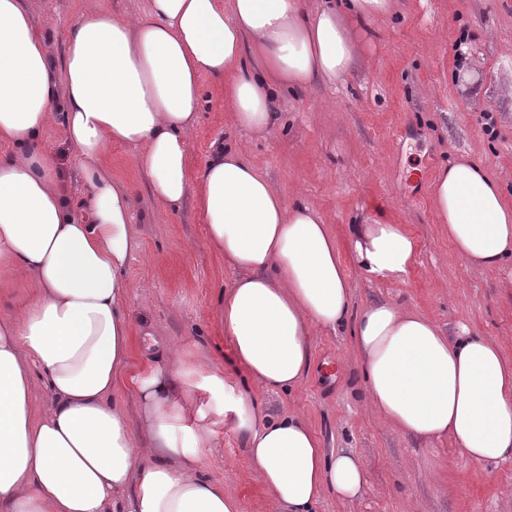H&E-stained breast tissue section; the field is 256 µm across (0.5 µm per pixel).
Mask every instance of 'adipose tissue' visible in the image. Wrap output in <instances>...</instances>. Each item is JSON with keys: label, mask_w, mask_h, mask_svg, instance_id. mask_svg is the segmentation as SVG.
<instances>
[{"label": "adipose tissue", "mask_w": 512, "mask_h": 512, "mask_svg": "<svg viewBox=\"0 0 512 512\" xmlns=\"http://www.w3.org/2000/svg\"><path fill=\"white\" fill-rule=\"evenodd\" d=\"M390 10L391 0H327L314 11L305 0H149L129 22L90 9L58 66L25 0H0V267L37 286L29 306L0 313V512H240L199 472L219 423L237 433L276 512H316L328 492L361 497L353 453L327 452L300 414H270L255 396L296 388L314 333L348 323L367 399L394 427L452 439L477 466L512 461V357L392 300L350 317L336 242L308 205L285 204L228 145L189 173L202 76L227 79L237 126L268 130L275 87L343 78L365 50L363 22ZM247 48L260 74L241 69ZM57 120L82 157L78 203L43 144ZM116 145L133 149L159 205L193 199L208 246L233 271L219 318L252 391H234L208 359L175 346L132 370L126 269L140 240L131 193L105 165ZM431 193L469 267L512 263V207L480 164L459 157ZM350 242L376 281H403L417 261L401 224L353 225ZM125 374L129 395L114 401ZM38 381L52 396L44 409Z\"/></svg>", "instance_id": "ef3b65f1"}]
</instances>
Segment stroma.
<instances>
[{
    "instance_id": "stroma-1",
    "label": "stroma",
    "mask_w": 512,
    "mask_h": 512,
    "mask_svg": "<svg viewBox=\"0 0 512 512\" xmlns=\"http://www.w3.org/2000/svg\"><path fill=\"white\" fill-rule=\"evenodd\" d=\"M27 4L57 62L82 10L137 20L148 9V0ZM201 86L191 172L225 143L245 155L285 203L312 207L336 239L352 312L393 299L447 332L467 326L512 354V268L470 269L437 221L430 182L415 196L405 185L415 170L426 166L435 174L466 156L483 164L512 200V0H393L388 16L369 23L366 53L342 81L317 79L297 91L275 92L277 122L264 133L236 126L222 82L205 76ZM44 139L56 174L82 198V160L62 125L49 126ZM131 156V149L116 145L106 163L131 191L140 239L126 272L133 359L160 357L165 346L185 344L214 356L226 382L242 387L246 373L218 318L233 273L207 246L193 200L175 210L161 207ZM376 223L405 225L419 241V261L402 282L370 280L352 258L351 225ZM146 321L160 329L156 346L140 332ZM311 350L312 367L294 391L256 397L271 414L301 413L324 448L349 450L361 460L363 496L348 502L325 494L317 512H512V462L472 465L452 440L400 432L371 409L349 327L316 333ZM200 469L239 496L241 512H275L230 426H215Z\"/></svg>"
}]
</instances>
